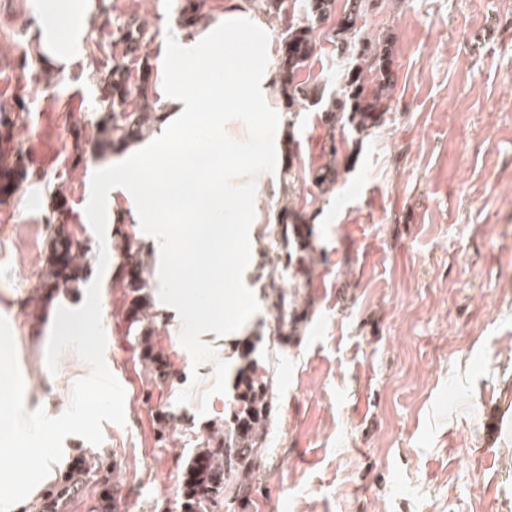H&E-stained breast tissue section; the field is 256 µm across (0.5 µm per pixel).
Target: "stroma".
Instances as JSON below:
<instances>
[{
	"mask_svg": "<svg viewBox=\"0 0 512 512\" xmlns=\"http://www.w3.org/2000/svg\"><path fill=\"white\" fill-rule=\"evenodd\" d=\"M101 2L84 61L38 82L18 76L35 51L27 0H0V93L24 107L15 144L27 169L0 205V338L30 407L52 402L72 420L55 447L111 468L106 483L85 475L70 512H98L106 492L125 512H181L183 471L223 424L245 358L225 361L217 335L182 346L169 316L153 336L168 375L152 379L109 264L114 225H85L79 288L40 286L57 193L79 219L97 161L123 152L93 135L101 49L135 21L157 59L188 0ZM347 3L317 23L300 75L329 100L353 64L335 41ZM357 28L391 45L379 125L333 128L321 106L291 113L276 96L278 167L292 169L293 190L267 186L269 223L241 225L224 243L247 252L245 266L224 264V313L247 309L250 358L273 392L248 512H512V0H371ZM323 168L336 173L326 191L315 181ZM286 206L303 221L284 270L273 261ZM89 294L101 302L93 354L109 382L91 409L78 365L63 363L52 386L42 371L52 304L76 309ZM281 296L300 315L285 341ZM160 409L170 415L163 441Z\"/></svg>",
	"mask_w": 512,
	"mask_h": 512,
	"instance_id": "obj_1",
	"label": "stroma"
}]
</instances>
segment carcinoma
Listing matches in <instances>:
<instances>
[{"label": "carcinoma", "mask_w": 512, "mask_h": 512, "mask_svg": "<svg viewBox=\"0 0 512 512\" xmlns=\"http://www.w3.org/2000/svg\"><path fill=\"white\" fill-rule=\"evenodd\" d=\"M334 0H307L309 15L307 25H290L284 37L280 82L281 91L288 108H297L312 100L322 98V89L316 85L299 82L297 78L311 59L316 44L313 24L320 22L332 13ZM367 7L366 0H349L348 11L337 24L336 39L344 51L359 56L347 75L344 98L327 106L324 121L335 125L345 121L363 132L376 126L386 111L384 98L392 85L390 72L385 64L390 55L389 44L380 39L358 42L351 32ZM141 28L129 24L117 29L115 42L123 45V59H115L105 66L101 77V108L104 115L95 125L96 139L107 144H129L143 135L144 130L157 122L153 112L127 111V106L135 97L148 91L150 85L149 63L139 60V68L144 77L134 83L125 63L129 56L137 57L141 52ZM14 120L4 106H0V178L5 184L4 192L10 195L17 191L18 180L26 175L24 168L13 153L12 127ZM59 227L53 239L52 253L48 261V271L42 275L43 286H51L68 292L77 288L84 280L83 270L87 263V249L79 236L69 227L65 209L57 208ZM116 259L119 265L133 264L139 274L133 278L119 275L116 283L137 293L147 287V271L141 259L143 245L134 231L123 224L117 225ZM140 301L135 322L142 325L141 362L152 371L153 378H165L160 361L164 357L162 348L152 340V327L160 318V313L138 297ZM271 384L266 373L258 364L248 361L239 369L236 394L228 419L224 426L213 429L203 446L197 449L196 456L207 460V466L194 471L195 461H190L189 472L193 475L192 485L183 487L185 512H214L222 503L224 488H235L237 498H244V489L249 485L258 460L262 457L263 442L271 417Z\"/></svg>", "instance_id": "1"}]
</instances>
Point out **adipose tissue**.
<instances>
[{
    "label": "adipose tissue",
    "instance_id": "1",
    "mask_svg": "<svg viewBox=\"0 0 512 512\" xmlns=\"http://www.w3.org/2000/svg\"><path fill=\"white\" fill-rule=\"evenodd\" d=\"M28 11L46 67L84 59L99 0H28ZM269 55L266 23L249 0H225L223 15L205 31L167 35L157 59L160 126L119 158L99 164L104 201L82 216L86 224H108L130 214L164 246L170 225H191L193 252L206 260L200 276L211 287L202 297L173 287L160 293L164 307L188 324L224 323L225 225L266 221L255 183L273 175L279 149L270 121L278 75ZM118 192L126 210L113 206ZM99 310L92 296L83 311H54L48 333L59 343L88 345L80 323ZM59 418L0 404V456L35 463L23 477L0 468V512H38L41 493L58 482L69 451L45 443L44 436Z\"/></svg>",
    "mask_w": 512,
    "mask_h": 512
}]
</instances>
